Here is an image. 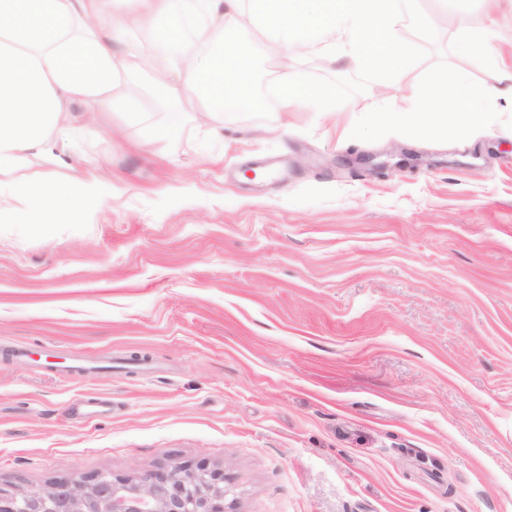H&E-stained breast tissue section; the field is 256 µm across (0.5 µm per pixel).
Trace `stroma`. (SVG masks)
I'll use <instances>...</instances> for the list:
<instances>
[{
  "mask_svg": "<svg viewBox=\"0 0 512 512\" xmlns=\"http://www.w3.org/2000/svg\"><path fill=\"white\" fill-rule=\"evenodd\" d=\"M415 68L294 66L328 109L76 115L77 223L0 219V487L171 465L228 512H512V112L469 131L375 121L428 72L506 88L512 0H419ZM497 19L500 61L456 44ZM257 93L277 60L253 31ZM179 137L149 143L151 129Z\"/></svg>",
  "mask_w": 512,
  "mask_h": 512,
  "instance_id": "35a3bbf8",
  "label": "stroma"
}]
</instances>
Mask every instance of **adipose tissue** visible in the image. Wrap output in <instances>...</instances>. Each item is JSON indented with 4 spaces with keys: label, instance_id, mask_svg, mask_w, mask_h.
I'll use <instances>...</instances> for the list:
<instances>
[{
    "label": "adipose tissue",
    "instance_id": "1",
    "mask_svg": "<svg viewBox=\"0 0 512 512\" xmlns=\"http://www.w3.org/2000/svg\"><path fill=\"white\" fill-rule=\"evenodd\" d=\"M417 0H0V198L25 199L13 213L25 224L42 210L63 209L80 221L88 198L111 194V183L86 171L64 183L25 177L33 161L65 166L73 113L89 122L120 111L115 88L133 75L135 66L153 74V95L198 104V117L219 130L226 100L247 101L243 73L249 48L226 39L225 23L249 21L270 36L271 53L288 56L299 36L321 29L328 61L342 60L353 69L388 65L407 76L413 57L402 32ZM137 29L154 31L147 47L129 45ZM458 96L449 99L448 86ZM428 76L426 106L396 107L387 118L401 125L429 122L456 114L471 123L486 99L504 100L512 108V87L474 91L467 72L455 82ZM283 111L324 108L328 88L305 86L293 67L278 74Z\"/></svg>",
    "mask_w": 512,
    "mask_h": 512
}]
</instances>
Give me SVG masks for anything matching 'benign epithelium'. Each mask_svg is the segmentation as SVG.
<instances>
[{
  "label": "benign epithelium",
  "mask_w": 512,
  "mask_h": 512,
  "mask_svg": "<svg viewBox=\"0 0 512 512\" xmlns=\"http://www.w3.org/2000/svg\"><path fill=\"white\" fill-rule=\"evenodd\" d=\"M261 95L248 106L224 105L226 112H261ZM224 470L175 465L137 477L98 473L61 480L35 491L0 489V512H224Z\"/></svg>",
  "instance_id": "1"
}]
</instances>
